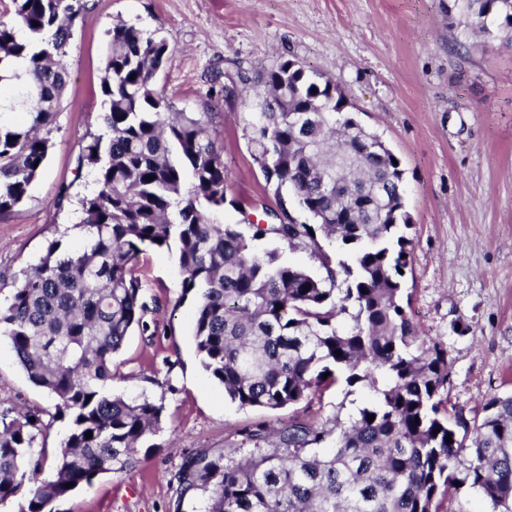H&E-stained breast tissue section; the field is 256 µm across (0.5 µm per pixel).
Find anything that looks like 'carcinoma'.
Wrapping results in <instances>:
<instances>
[{
	"mask_svg": "<svg viewBox=\"0 0 512 512\" xmlns=\"http://www.w3.org/2000/svg\"><path fill=\"white\" fill-rule=\"evenodd\" d=\"M13 4L15 22H0V213L24 200L44 168L67 84L66 47L86 7L84 0ZM448 20L466 39L512 41V0H448ZM18 25L29 38L17 36ZM108 35L107 137L92 138L80 156L97 176L98 190L79 200L76 227L89 237L68 253L51 242L0 305V335L30 381L54 398L56 413L69 417V431L46 476L36 450L43 412L0 400V503L20 494L21 512H53L54 502L96 476L129 466L156 433L163 406L116 396L108 381L127 336L149 328L140 255L165 248L178 255L182 297L195 301L201 366L238 407L310 404L339 372L348 386L376 394L344 426L328 429L313 414L273 431L263 422L244 428L252 449L231 446L182 464L180 497L207 494L205 512H447L449 493L467 488L490 512H512V391L489 398L479 421L448 414V349L420 335L407 312L403 270L413 241L405 171L380 136L366 146L351 131L346 93L295 59L255 73L266 97L251 142L256 158L270 154L264 177L280 213L249 235L211 218L228 202L212 113L174 112L154 87L167 40L128 23ZM20 58L30 64L26 74L8 64ZM340 158L349 167L337 180ZM372 179L384 193L359 194ZM290 204L312 223L288 214ZM261 235L313 251L323 276L259 250ZM321 237L350 261H333ZM343 315L348 330L337 325Z\"/></svg>",
	"mask_w": 512,
	"mask_h": 512,
	"instance_id": "1",
	"label": "carcinoma"
}]
</instances>
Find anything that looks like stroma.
I'll return each instance as SVG.
<instances>
[{"instance_id": "obj_1", "label": "stroma", "mask_w": 512, "mask_h": 512, "mask_svg": "<svg viewBox=\"0 0 512 512\" xmlns=\"http://www.w3.org/2000/svg\"><path fill=\"white\" fill-rule=\"evenodd\" d=\"M448 0H87L64 58L68 83L42 173L27 198L0 214V303L10 283L37 264L48 243L80 247L79 201L96 191L79 166L82 147L103 133L101 93L107 33L124 21L166 38L155 87L178 112L213 113L224 146L225 206L217 221L272 222L279 200L251 144L256 90L250 78L281 57L330 78L406 172L413 240L406 286L421 332L448 346V404L474 417L512 389V44L458 45ZM221 73L230 96L213 90ZM147 320L114 358L113 393L162 403L159 429L133 466L105 473L56 503V512H204L202 492L180 495L175 473L190 455L241 443L237 428H279L301 407L242 409L201 367L192 336L194 300L182 298L175 254L140 257ZM0 398L49 409L7 337L0 336ZM373 399L369 388L338 384L314 400L322 420H348Z\"/></svg>"}]
</instances>
